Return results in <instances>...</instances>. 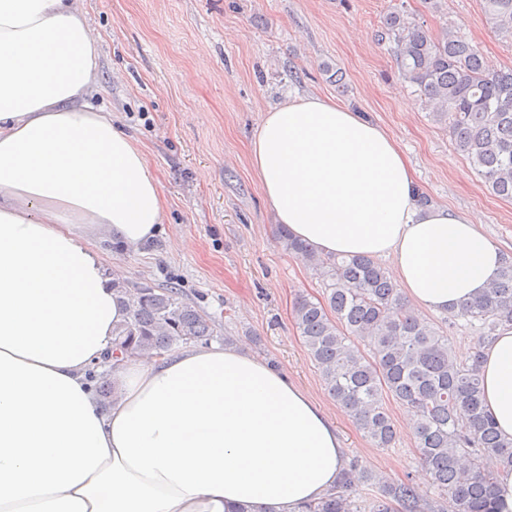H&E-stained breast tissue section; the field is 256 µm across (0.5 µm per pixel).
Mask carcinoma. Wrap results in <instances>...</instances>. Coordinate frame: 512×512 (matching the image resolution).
Listing matches in <instances>:
<instances>
[{"instance_id":"carcinoma-1","label":"carcinoma","mask_w":512,"mask_h":512,"mask_svg":"<svg viewBox=\"0 0 512 512\" xmlns=\"http://www.w3.org/2000/svg\"><path fill=\"white\" fill-rule=\"evenodd\" d=\"M483 8L495 31L512 40V0H483ZM378 39L390 43L402 78L418 87L433 119L445 123L490 190L512 200V69L489 68L466 38L451 30L434 37L397 10L383 17ZM278 240L325 286L322 300L298 298L293 318L329 394L375 448L397 440L387 403L404 406L434 488L426 509L411 483L367 471L371 496L356 500L349 494L358 477L353 460L336 492L306 512H495V477L480 459L491 455L512 467V441L500 437L483 402L482 348L498 328L512 325V258H504L484 295L450 312L479 322L482 331L459 360L448 337L411 309L376 259L318 253L284 224ZM121 292L129 318L113 330L117 356L160 357L211 334L209 317L175 285L136 283Z\"/></svg>"}]
</instances>
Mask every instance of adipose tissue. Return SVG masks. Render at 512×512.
<instances>
[{
  "label": "adipose tissue",
  "instance_id": "adipose-tissue-1",
  "mask_svg": "<svg viewBox=\"0 0 512 512\" xmlns=\"http://www.w3.org/2000/svg\"><path fill=\"white\" fill-rule=\"evenodd\" d=\"M99 57L82 0H0V512H301L336 488L346 448L285 373L230 345L112 357L127 311L91 243L145 247L165 202L89 103ZM249 160L278 223L324 254L391 258L420 309L475 299L501 264L472 215L418 208L395 139L347 106L266 112ZM482 386L512 441L510 327Z\"/></svg>",
  "mask_w": 512,
  "mask_h": 512
}]
</instances>
